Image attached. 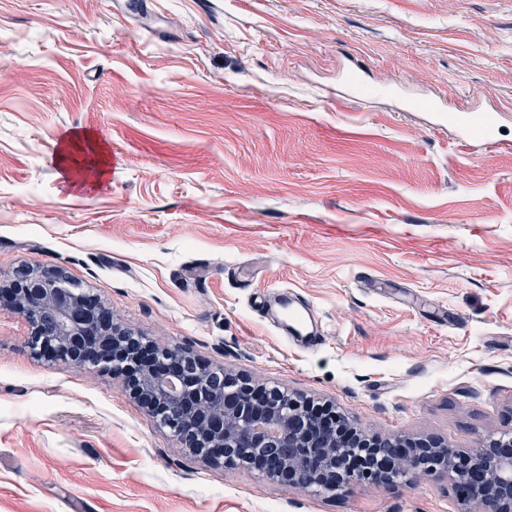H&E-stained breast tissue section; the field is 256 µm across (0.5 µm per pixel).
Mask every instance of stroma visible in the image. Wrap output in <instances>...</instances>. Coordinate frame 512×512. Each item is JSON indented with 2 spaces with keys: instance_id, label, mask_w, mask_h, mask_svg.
Here are the masks:
<instances>
[{
  "instance_id": "1",
  "label": "stroma",
  "mask_w": 512,
  "mask_h": 512,
  "mask_svg": "<svg viewBox=\"0 0 512 512\" xmlns=\"http://www.w3.org/2000/svg\"><path fill=\"white\" fill-rule=\"evenodd\" d=\"M410 97L496 105L495 144ZM82 130L109 165L79 187L57 151ZM21 265L368 434L512 432V0H0V276ZM268 287L320 345L255 307ZM29 335L0 308V512L469 508L425 475L319 494L206 465L120 379Z\"/></svg>"
}]
</instances>
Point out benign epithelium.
<instances>
[{"label":"benign epithelium","instance_id":"obj_1","mask_svg":"<svg viewBox=\"0 0 512 512\" xmlns=\"http://www.w3.org/2000/svg\"><path fill=\"white\" fill-rule=\"evenodd\" d=\"M60 270L18 267L0 281V308L22 314L33 352L123 379L149 416L192 455L238 466L236 448H264L252 470L290 485L335 492L352 484L393 485L417 474L460 483L476 512H512V437L469 451L430 439H379L357 432L329 406L256 385L188 350L158 348L118 323L101 299L64 288Z\"/></svg>","mask_w":512,"mask_h":512}]
</instances>
